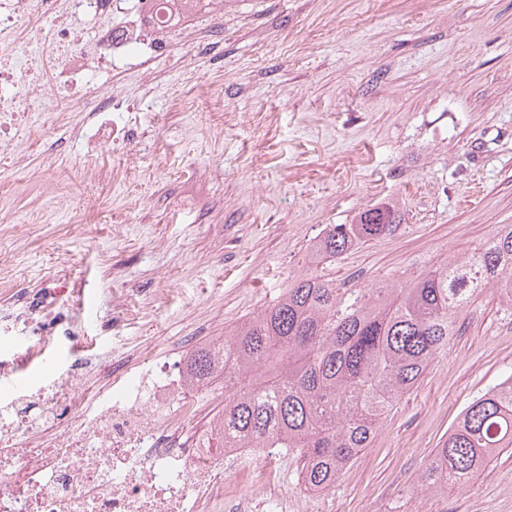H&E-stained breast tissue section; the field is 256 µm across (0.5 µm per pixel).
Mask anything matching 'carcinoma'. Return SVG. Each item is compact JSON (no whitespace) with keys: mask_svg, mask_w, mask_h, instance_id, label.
<instances>
[{"mask_svg":"<svg viewBox=\"0 0 512 512\" xmlns=\"http://www.w3.org/2000/svg\"><path fill=\"white\" fill-rule=\"evenodd\" d=\"M400 224L394 204H377L351 224L329 225L309 263H331ZM491 282L512 294L511 224L473 253L405 283L354 288L317 270L292 276L272 305L224 337V443L286 448L302 460L305 489L334 484ZM214 363L212 348L197 349L189 374L205 378ZM509 448L512 374L472 398L418 482L431 491L464 486Z\"/></svg>","mask_w":512,"mask_h":512,"instance_id":"carcinoma-1","label":"carcinoma"}]
</instances>
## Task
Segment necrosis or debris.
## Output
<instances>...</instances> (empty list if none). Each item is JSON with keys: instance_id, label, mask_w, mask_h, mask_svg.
Listing matches in <instances>:
<instances>
[{"instance_id": "4bbe7bcc", "label": "necrosis or debris", "mask_w": 512, "mask_h": 512, "mask_svg": "<svg viewBox=\"0 0 512 512\" xmlns=\"http://www.w3.org/2000/svg\"><path fill=\"white\" fill-rule=\"evenodd\" d=\"M117 2L0 0V147L66 101L122 109L100 96V74L199 46L191 16L224 15V0H135L136 19L119 30ZM28 318L33 340L75 334L56 289ZM223 383H190L179 356L146 371L86 370L76 357L69 377L51 370L38 386L0 390V512H292L280 479L293 454L215 447Z\"/></svg>"}]
</instances>
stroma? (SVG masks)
I'll return each mask as SVG.
<instances>
[{
  "instance_id": "obj_1",
  "label": "stroma",
  "mask_w": 512,
  "mask_h": 512,
  "mask_svg": "<svg viewBox=\"0 0 512 512\" xmlns=\"http://www.w3.org/2000/svg\"><path fill=\"white\" fill-rule=\"evenodd\" d=\"M107 117L55 115L0 171L4 307L51 281L73 347L0 335L8 383L48 361L158 365L279 297L329 224L380 202L391 235L328 264L338 282H402L512 224V0H233L219 43L131 67ZM81 167L84 176L69 180ZM512 372V300L484 288L458 332L318 499V512H512V449L468 485L417 478L471 398Z\"/></svg>"
}]
</instances>
